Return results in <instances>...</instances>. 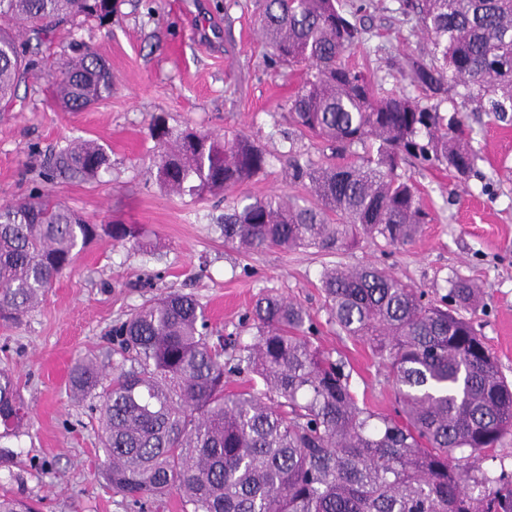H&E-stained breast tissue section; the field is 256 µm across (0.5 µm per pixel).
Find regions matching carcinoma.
<instances>
[{
	"label": "carcinoma",
	"mask_w": 512,
	"mask_h": 512,
	"mask_svg": "<svg viewBox=\"0 0 512 512\" xmlns=\"http://www.w3.org/2000/svg\"><path fill=\"white\" fill-rule=\"evenodd\" d=\"M432 39L429 61L407 57L409 83L384 93V79L343 56L365 30L339 0H260L258 23L271 61L302 71L289 101L293 125L329 146L316 163L289 148L287 176L314 204L280 195L224 214V242L247 251L278 247L340 250L359 238L414 242L425 211L410 159L442 166L460 182L478 175L468 113L449 93L512 123V0H397ZM115 0H0V102L38 65L40 46L78 18L112 22ZM51 96L68 111L112 93V72L93 48L51 74ZM450 113L441 114L443 102ZM157 181L168 193L201 196L245 183L268 165L249 137L174 131L158 119ZM109 164L102 145L62 149L45 179H94ZM109 237L154 250L136 224H90L33 192L0 207V322L37 306L79 250ZM330 319L367 342L395 393L390 414L359 403L341 355L312 341L310 313L276 295L247 315L250 343L211 342L204 308L170 292L144 303L115 328L119 371L105 381L96 361L72 367L69 393L99 399L102 475L128 503L172 494L182 512H512V472L483 467L512 435V385L464 313L484 291L456 281L441 307L416 286L372 265L321 275ZM232 373L251 375L226 390ZM26 407L14 375L0 367V427L16 435ZM0 512H39V503L0 496Z\"/></svg>",
	"instance_id": "carcinoma-1"
}]
</instances>
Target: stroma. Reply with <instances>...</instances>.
Instances as JSON below:
<instances>
[{"label": "stroma", "instance_id": "35a3bbf8", "mask_svg": "<svg viewBox=\"0 0 512 512\" xmlns=\"http://www.w3.org/2000/svg\"><path fill=\"white\" fill-rule=\"evenodd\" d=\"M342 4L368 30L347 64L384 75L385 89L407 85L396 62L432 48L416 18L396 13L394 0ZM76 39L93 45L109 65L112 93L85 111L68 112L47 94V71L18 86L12 109L0 112V206L36 187L90 223L139 225L159 247L145 253L108 241L91 245L38 307L19 323H0V364L13 371L30 412L24 433L0 438V495L37 500L41 512H181L177 496L141 509L107 487L97 420L88 402L71 400L65 390L82 358H97L111 376L120 362L109 351L113 328L146 300L171 291L194 295L215 335L244 343L256 333L245 314L257 297L302 304L314 319L315 344L346 358L357 397L389 413L395 396L387 371L368 343L331 322L321 271L376 265L414 283L431 301L469 279L486 291L473 325L512 382V127L474 114L472 147L481 175L468 182L441 167L405 166L432 216L414 244L363 239L339 251L245 252L225 244V212L250 197H306L286 179L289 147L314 161L330 154L290 121L300 72L266 61L256 0H116L110 24L60 28L40 54L65 58ZM156 118L177 130L248 135L269 164L253 180L219 192L169 194L153 166ZM77 140L101 144L108 169L93 180H44L46 163Z\"/></svg>", "mask_w": 512, "mask_h": 512}]
</instances>
